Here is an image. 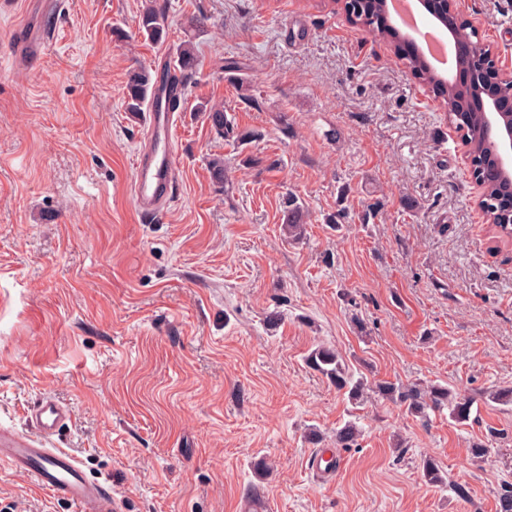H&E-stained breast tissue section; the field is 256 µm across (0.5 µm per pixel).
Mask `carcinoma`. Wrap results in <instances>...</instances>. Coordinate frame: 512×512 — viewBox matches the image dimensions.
Returning a JSON list of instances; mask_svg holds the SVG:
<instances>
[{
	"label": "carcinoma",
	"mask_w": 512,
	"mask_h": 512,
	"mask_svg": "<svg viewBox=\"0 0 512 512\" xmlns=\"http://www.w3.org/2000/svg\"><path fill=\"white\" fill-rule=\"evenodd\" d=\"M381 0H350L347 9H356L354 18L359 24L387 37L394 33L381 25ZM168 20L165 11L157 5V0H147L138 20V34L149 42H159L167 35ZM176 65L182 71L193 70L197 65L195 45L186 40L179 45L176 55ZM151 76L146 70L134 71L129 75L126 93V110L138 115L147 107ZM482 88L481 81H473L469 92L459 89L447 94L445 103L449 110V119L462 132L463 140L469 145L472 163L477 179L483 184V208L488 221L498 228L501 234L512 236V221L505 214L504 201L512 200V180L489 181L486 172L494 161L493 149L482 136V117L480 113L469 108L473 98ZM197 111L206 115L211 126L224 134L226 122L222 107L202 101ZM303 232L302 214L300 207L290 204L288 218L284 224V233L290 238H298ZM309 364L340 391H345L351 401L360 402L365 390L368 389L367 378H354L349 372L342 356L324 346L314 349L309 358ZM376 391L387 399L403 406L407 413L425 420L429 412L448 410V416L458 422L469 418L471 402L462 398L458 393L441 385H424L412 382L407 385L392 382L375 384ZM486 400L499 405H512V387H497L484 392ZM361 430L354 422H348L336 430V447L351 448L358 445ZM423 470L427 481L435 486H443L446 479L439 466L432 460L423 461Z\"/></svg>",
	"instance_id": "cac0c4a2"
}]
</instances>
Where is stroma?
Segmentation results:
<instances>
[{"mask_svg":"<svg viewBox=\"0 0 512 512\" xmlns=\"http://www.w3.org/2000/svg\"><path fill=\"white\" fill-rule=\"evenodd\" d=\"M64 2L23 66L14 31L41 7L0 0V432L30 434L44 397L67 406L32 443L74 454L119 512H239L252 484L267 512H496L512 407L483 394L512 386V240L493 238L459 132L390 43L332 0H157L158 44L136 34L145 0ZM458 9L512 70V0ZM188 38L177 192L146 220L130 184L147 118L126 84ZM319 346L371 381L454 389L470 417L349 403L308 364ZM349 421L358 447L316 477L308 456ZM476 442L491 452L475 462ZM427 458L468 498L428 484ZM0 512L83 510L0 464ZM71 421V411L52 399L41 400L30 412L28 422L42 435H52Z\"/></svg>","mask_w":512,"mask_h":512,"instance_id":"1","label":"stroma"}]
</instances>
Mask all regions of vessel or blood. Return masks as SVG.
Wrapping results in <instances>:
<instances>
[{
	"instance_id": "b4317fda",
	"label": "vessel or blood",
	"mask_w": 512,
	"mask_h": 512,
	"mask_svg": "<svg viewBox=\"0 0 512 512\" xmlns=\"http://www.w3.org/2000/svg\"><path fill=\"white\" fill-rule=\"evenodd\" d=\"M412 0H387L386 12L396 17L400 28L415 34L416 48L431 68L438 73L448 68L447 57L435 54L424 31L414 30L407 6ZM179 73L165 68L150 95V122L144 136L145 148L139 154L131 183V195L142 217L160 215L162 203L173 195L176 178V152L173 140L177 112L173 106L182 97ZM71 420L70 410L51 399L41 400L30 412L28 422L42 435L60 431ZM31 476L42 488L48 489L76 504L83 512H115L110 485L90 479L81 463L62 448H37L17 437L13 444L0 443V464Z\"/></svg>"
}]
</instances>
